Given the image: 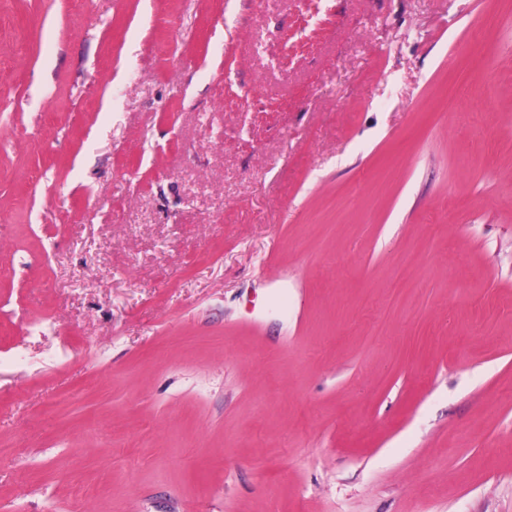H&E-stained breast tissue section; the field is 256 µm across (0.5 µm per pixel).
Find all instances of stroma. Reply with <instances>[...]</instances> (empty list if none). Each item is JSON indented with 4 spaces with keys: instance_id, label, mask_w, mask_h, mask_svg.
<instances>
[{
    "instance_id": "stroma-1",
    "label": "stroma",
    "mask_w": 512,
    "mask_h": 512,
    "mask_svg": "<svg viewBox=\"0 0 512 512\" xmlns=\"http://www.w3.org/2000/svg\"><path fill=\"white\" fill-rule=\"evenodd\" d=\"M10 53L0 512H512V0H0Z\"/></svg>"
}]
</instances>
